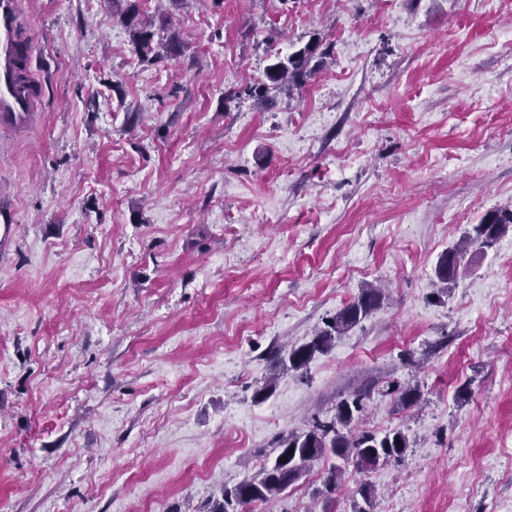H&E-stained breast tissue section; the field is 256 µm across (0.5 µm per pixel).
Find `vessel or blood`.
<instances>
[{
  "label": "vessel or blood",
  "mask_w": 512,
  "mask_h": 512,
  "mask_svg": "<svg viewBox=\"0 0 512 512\" xmlns=\"http://www.w3.org/2000/svg\"><path fill=\"white\" fill-rule=\"evenodd\" d=\"M21 0H0V124L27 126L39 110V83L23 60Z\"/></svg>",
  "instance_id": "obj_1"
}]
</instances>
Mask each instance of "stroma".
<instances>
[{
  "mask_svg": "<svg viewBox=\"0 0 512 512\" xmlns=\"http://www.w3.org/2000/svg\"><path fill=\"white\" fill-rule=\"evenodd\" d=\"M126 6L22 0L42 98L0 126V512H209L365 388L358 429L405 459L328 498L318 462L246 512H354L365 483L373 512H512V226L435 273L512 208V0H138L148 59ZM315 39L294 94L252 95ZM126 12L127 15L125 18L131 27L133 42L142 57L146 59L154 37V20L140 19L136 4H129ZM509 224H512V209L490 210L478 224L471 225L462 239L468 246L492 248ZM465 252V248H451L441 256L438 262L436 276L445 285L444 289L447 291L450 290L449 285L454 281L457 270L465 258ZM382 299L380 288H362L357 298L326 321L324 328L320 329L310 342L291 348L285 356H278L276 365L283 372L306 368L316 354L328 353L337 338L376 310Z\"/></svg>",
  "mask_w": 512,
  "mask_h": 512,
  "instance_id": "1",
  "label": "stroma"
}]
</instances>
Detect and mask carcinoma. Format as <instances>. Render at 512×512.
<instances>
[{"mask_svg":"<svg viewBox=\"0 0 512 512\" xmlns=\"http://www.w3.org/2000/svg\"><path fill=\"white\" fill-rule=\"evenodd\" d=\"M126 20L139 53L147 57L154 37V20L139 18L134 4L128 5ZM327 53L328 49L320 48L318 41L305 44L286 59L269 65L265 70L266 82L255 88V94L262 97L271 90H280L287 85L302 86L314 72V68L310 67L313 59ZM510 224L512 209L490 210L479 223L471 225L463 235V241L469 246L491 248ZM465 252L466 249L455 247L441 256L436 268V276L441 283L448 286L454 281ZM382 299L379 288L361 289L357 298L326 321L324 328L310 342L293 347L287 355L277 357L276 365L283 372L306 368L315 355L328 353L337 338L376 310ZM369 398L368 391L349 396L336 405L331 418L316 419L309 430L282 438L276 447L274 460L264 465L255 478L224 487L221 499L209 512H240V508L248 504L270 501L299 480L318 461H329L323 482L324 492L328 494L336 492L343 477L344 468L333 463L336 458L345 463L353 462L361 471L401 461L409 448L408 439L401 430L396 429L382 436L365 430L354 431L353 423L364 412Z\"/></svg>","mask_w":512,"mask_h":512,"instance_id":"obj_1","label":"carcinoma"}]
</instances>
